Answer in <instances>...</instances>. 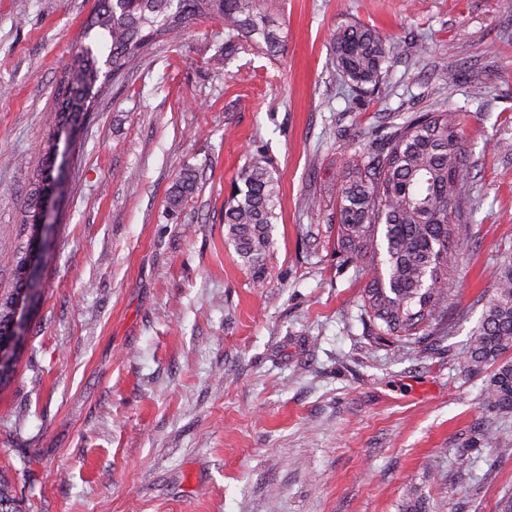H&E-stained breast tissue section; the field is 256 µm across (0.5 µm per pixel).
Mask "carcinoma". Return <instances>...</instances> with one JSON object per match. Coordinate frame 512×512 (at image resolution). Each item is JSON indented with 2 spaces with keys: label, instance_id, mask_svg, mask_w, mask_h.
<instances>
[{
  "label": "carcinoma",
  "instance_id": "cac0c4a2",
  "mask_svg": "<svg viewBox=\"0 0 512 512\" xmlns=\"http://www.w3.org/2000/svg\"><path fill=\"white\" fill-rule=\"evenodd\" d=\"M193 18L224 21L229 39L243 38L275 51L283 46L271 0H97L84 29L89 43L58 85L62 124L91 111L108 81L155 41L175 37ZM336 68L351 85L377 87L395 47L378 31L347 23L333 31ZM472 186L461 113L420 112L361 144L338 183L336 239L342 262L369 276L363 308L383 335L412 342L448 331L455 296L450 271ZM196 174L180 173L172 207L193 195ZM278 180L268 159L254 156L240 169L224 203L226 238L264 284L265 257L277 219ZM495 293L473 330L464 366H495L484 390L487 408L512 413V255L493 269ZM15 298L0 301V336L9 335ZM0 512H20L11 481L0 473Z\"/></svg>",
  "mask_w": 512,
  "mask_h": 512
}]
</instances>
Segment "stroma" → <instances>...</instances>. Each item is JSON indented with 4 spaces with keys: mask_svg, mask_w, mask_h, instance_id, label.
Here are the masks:
<instances>
[{
    "mask_svg": "<svg viewBox=\"0 0 512 512\" xmlns=\"http://www.w3.org/2000/svg\"><path fill=\"white\" fill-rule=\"evenodd\" d=\"M95 3L0 0V294ZM273 8L283 53L227 46L223 22L194 20L84 117L0 388V469L22 512H497L512 497V415L483 401L491 367L463 368L490 272L512 253V0ZM350 21L397 46L377 91L336 71L329 35ZM444 62L454 87L436 78ZM448 106L465 115L474 175L458 297L447 337L402 347L375 339L367 279L339 261L337 182L389 123ZM257 154L279 181L261 288L224 228ZM187 169L198 189L171 208Z\"/></svg>",
    "mask_w": 512,
    "mask_h": 512,
    "instance_id": "stroma-1",
    "label": "stroma"
}]
</instances>
